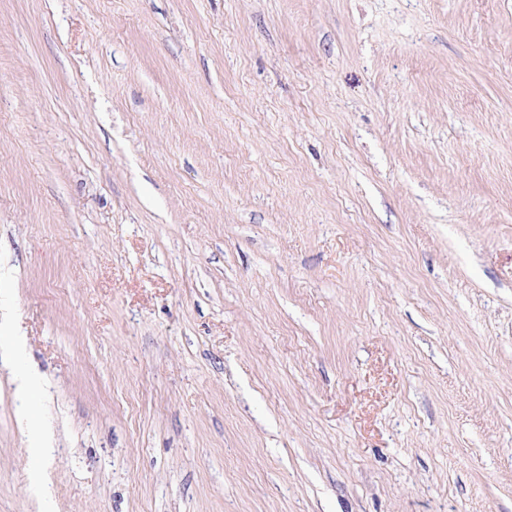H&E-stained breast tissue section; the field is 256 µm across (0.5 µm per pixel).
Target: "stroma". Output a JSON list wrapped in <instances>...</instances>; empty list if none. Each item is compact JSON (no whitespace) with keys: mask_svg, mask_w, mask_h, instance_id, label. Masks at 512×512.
Here are the masks:
<instances>
[{"mask_svg":"<svg viewBox=\"0 0 512 512\" xmlns=\"http://www.w3.org/2000/svg\"><path fill=\"white\" fill-rule=\"evenodd\" d=\"M17 336L0 512H512V0H0Z\"/></svg>","mask_w":512,"mask_h":512,"instance_id":"stroma-1","label":"stroma"}]
</instances>
